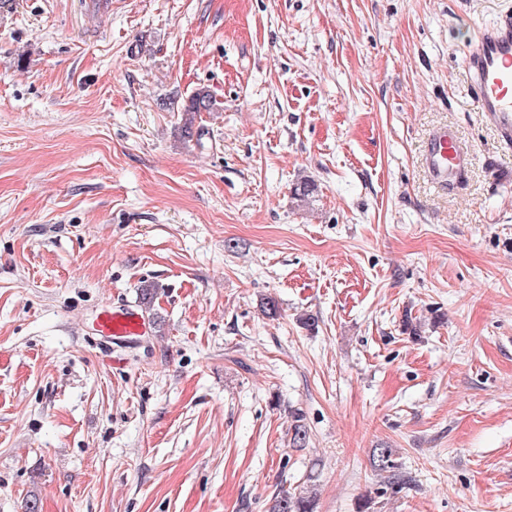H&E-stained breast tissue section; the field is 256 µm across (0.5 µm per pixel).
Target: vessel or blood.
Returning <instances> with one entry per match:
<instances>
[{
  "mask_svg": "<svg viewBox=\"0 0 512 512\" xmlns=\"http://www.w3.org/2000/svg\"><path fill=\"white\" fill-rule=\"evenodd\" d=\"M464 68L476 91V105L483 122L502 143L512 146V15H501L484 28L464 58ZM426 170L437 187L457 190L472 167L471 154L452 126L437 128L425 145ZM100 336L129 342L146 335L148 323L136 309L123 306L103 309L97 318Z\"/></svg>",
  "mask_w": 512,
  "mask_h": 512,
  "instance_id": "obj_1",
  "label": "vessel or blood"
}]
</instances>
